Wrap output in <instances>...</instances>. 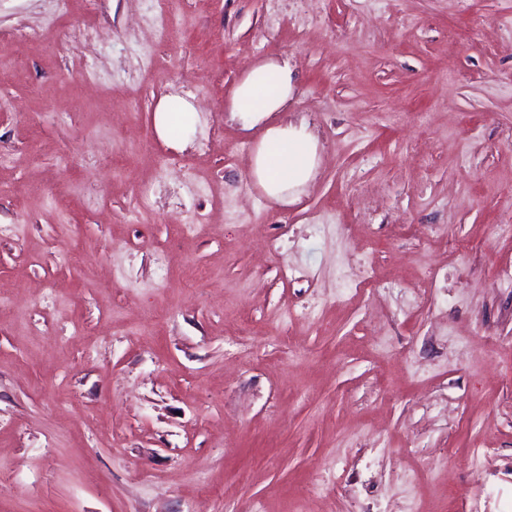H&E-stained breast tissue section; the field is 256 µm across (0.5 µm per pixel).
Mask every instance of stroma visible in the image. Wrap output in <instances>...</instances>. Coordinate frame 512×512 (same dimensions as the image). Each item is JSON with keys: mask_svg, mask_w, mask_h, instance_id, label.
<instances>
[{"mask_svg": "<svg viewBox=\"0 0 512 512\" xmlns=\"http://www.w3.org/2000/svg\"><path fill=\"white\" fill-rule=\"evenodd\" d=\"M154 16L0 0V512H512V0ZM260 59L318 140L285 205L228 110ZM196 108L180 96L161 98L154 110V124L159 137L167 143L185 140L194 127ZM485 452H477L471 457L464 458L460 461V466L465 469L471 481V487L474 497H480L484 493L483 471L481 466V458Z\"/></svg>", "mask_w": 512, "mask_h": 512, "instance_id": "stroma-1", "label": "stroma"}]
</instances>
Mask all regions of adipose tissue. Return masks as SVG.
Instances as JSON below:
<instances>
[{"instance_id":"adipose-tissue-1","label":"adipose tissue","mask_w":512,"mask_h":512,"mask_svg":"<svg viewBox=\"0 0 512 512\" xmlns=\"http://www.w3.org/2000/svg\"><path fill=\"white\" fill-rule=\"evenodd\" d=\"M295 91L288 66L272 59L253 63L233 88L229 110L243 130H260L251 174L272 200L287 202L306 184L318 164V145L305 127L268 125V118L286 111ZM196 108L180 96L161 98L154 110L159 137L168 143L185 140L194 127Z\"/></svg>"}]
</instances>
